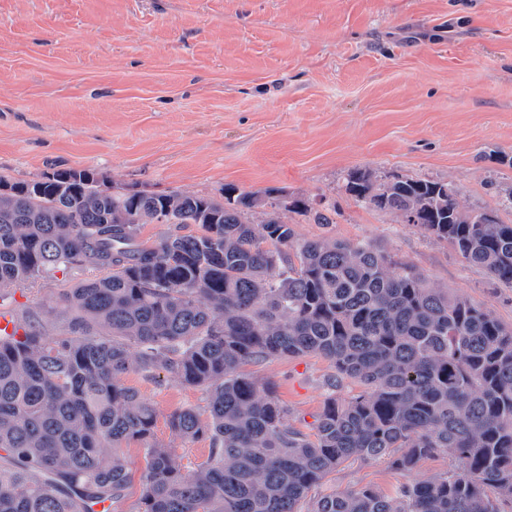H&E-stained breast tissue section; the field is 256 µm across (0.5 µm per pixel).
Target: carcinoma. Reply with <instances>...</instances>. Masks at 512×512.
Segmentation results:
<instances>
[{
  "instance_id": "1",
  "label": "carcinoma",
  "mask_w": 512,
  "mask_h": 512,
  "mask_svg": "<svg viewBox=\"0 0 512 512\" xmlns=\"http://www.w3.org/2000/svg\"><path fill=\"white\" fill-rule=\"evenodd\" d=\"M0 176V299L60 272L98 276L58 293L68 332L26 314L0 339V512H507L512 507V328L488 308L433 288L413 266L363 242L299 241L257 192L224 200L172 191L123 198L89 171L57 169L38 193ZM346 192L448 241L512 288V224L465 211L448 182L355 170ZM263 215L261 229L253 223ZM169 225L152 245L143 224ZM189 224L199 235L182 234ZM317 355L334 374L310 431L275 385L243 366ZM173 374L206 397L171 431L209 441L192 469L157 441L154 406L126 386ZM358 392L340 397L344 381ZM142 445L135 470L122 444ZM452 465L394 494L310 495L347 462L412 473Z\"/></svg>"
}]
</instances>
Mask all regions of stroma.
<instances>
[{"mask_svg": "<svg viewBox=\"0 0 512 512\" xmlns=\"http://www.w3.org/2000/svg\"><path fill=\"white\" fill-rule=\"evenodd\" d=\"M89 170L101 187L223 199L225 186L305 211L298 239L364 241L413 265L435 287L512 325V289L466 264L448 242L357 203L347 173L452 183L466 210L512 224V0H0V175L31 181ZM82 273L18 286L19 308L49 335L56 304ZM332 368L308 355L256 366L296 426L323 407ZM125 383L156 409L155 436L184 468L207 440L173 434L168 415L204 409L173 375ZM449 454L412 475L355 462L330 486L392 492L446 471Z\"/></svg>", "mask_w": 512, "mask_h": 512, "instance_id": "stroma-1", "label": "stroma"}]
</instances>
